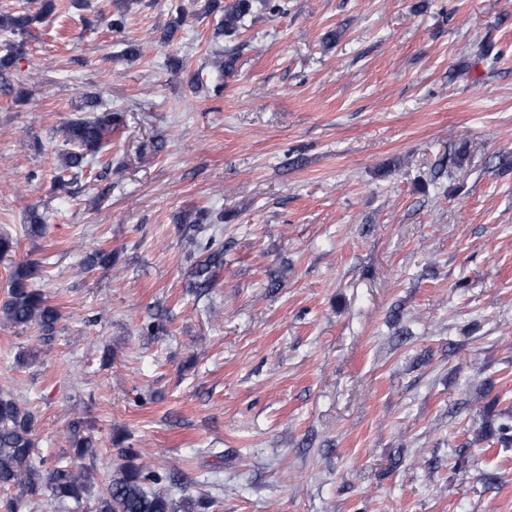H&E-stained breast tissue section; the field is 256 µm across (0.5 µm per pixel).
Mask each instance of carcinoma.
Listing matches in <instances>:
<instances>
[{"mask_svg": "<svg viewBox=\"0 0 512 512\" xmlns=\"http://www.w3.org/2000/svg\"><path fill=\"white\" fill-rule=\"evenodd\" d=\"M256 0H226L224 17L216 29V37L236 35L244 21L255 8ZM40 19L25 12L0 14V31L13 36H23ZM22 45L5 47L0 55V79H5L16 66L15 51ZM98 97L94 93L83 94L80 109L92 112L64 123L58 136L64 146L60 155L62 171H80L89 156L99 153L119 128L118 114L108 109L97 113ZM177 223L186 225L193 233L191 243L199 253L191 264L189 276L194 286L207 290L214 285L216 273L224 267V246L212 236L201 238L205 232L202 215L192 217L182 214ZM38 274L35 265L20 262L13 267L9 278L7 297L0 304V321L12 326H36L41 340L50 339L60 319L58 309L48 303L44 291L35 286ZM69 439L73 457L82 459L93 448L90 437L82 435L79 422L70 425ZM479 440L512 444V407L490 413L479 432ZM36 438L33 415L22 408L14 398L0 394V488L16 487L19 494L7 499L5 512H31L34 500L48 496L57 506L69 503L79 508L90 496L92 477L83 465L57 464L51 468L35 459ZM123 463L112 473L105 491L96 498L92 512H193L194 503L185 502L179 510L168 491L159 488L162 475L155 469L134 463L136 452L131 448L120 449Z\"/></svg>", "mask_w": 512, "mask_h": 512, "instance_id": "carcinoma-1", "label": "carcinoma"}]
</instances>
